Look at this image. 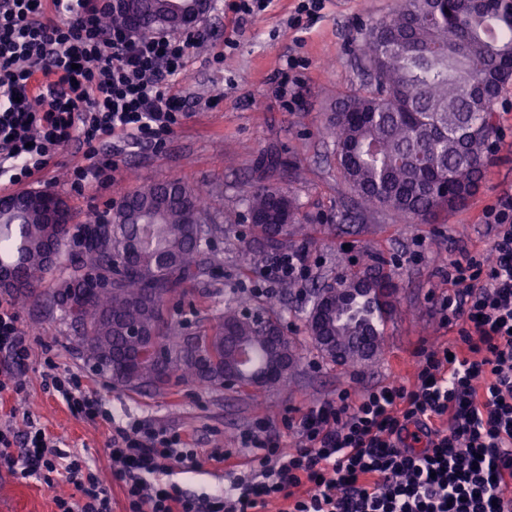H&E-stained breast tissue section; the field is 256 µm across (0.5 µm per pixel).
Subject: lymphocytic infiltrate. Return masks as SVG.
Returning a JSON list of instances; mask_svg holds the SVG:
<instances>
[{"label": "lymphocytic infiltrate", "instance_id": "obj_1", "mask_svg": "<svg viewBox=\"0 0 512 512\" xmlns=\"http://www.w3.org/2000/svg\"><path fill=\"white\" fill-rule=\"evenodd\" d=\"M103 0H0V185L23 186L68 148L74 192L111 187V140L159 151L189 113L179 92L193 35H131L102 26ZM491 255L448 262L441 311L453 336L419 348L412 384L395 382L314 405L286 422L284 445L266 422L243 430L233 459L217 448L223 490L196 495L172 482L200 467L185 434L135 420L113 427L108 454L123 512H512V194L486 213ZM13 294L0 291V396L20 394L32 357ZM43 386L80 419H107L79 373L48 363ZM0 421V463L32 476L63 458L31 416ZM67 478L80 501L55 512H112V498L80 458Z\"/></svg>", "mask_w": 512, "mask_h": 512}]
</instances>
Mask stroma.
Segmentation results:
<instances>
[{
  "mask_svg": "<svg viewBox=\"0 0 512 512\" xmlns=\"http://www.w3.org/2000/svg\"><path fill=\"white\" fill-rule=\"evenodd\" d=\"M295 5L296 0H273L262 20L242 27L228 8H212L181 86L189 118L163 151L140 148L119 155V179L112 188L71 191L67 170L75 157L70 151L59 156L33 187L64 197L80 224L92 223L137 184L171 178L200 187L217 210L229 213L239 210L262 160L279 156L286 165L279 180L298 195L309 230L297 246L309 254L310 281L359 270L371 255L388 260L396 291L383 344L354 368L324 360L308 338V306L298 293L282 300L288 310L285 332L294 341L298 357L287 388L267 390L257 398L201 385H181L166 395L131 392L93 371L76 343L68 340L60 310L49 300L69 280L68 269L57 266L42 286L45 300L18 302L34 353L24 371L26 392L14 404L49 434L62 438L68 452L86 461L113 498L114 512H122L123 497L108 457V422L80 420L45 391L41 375L46 361L84 375L113 420L140 418L158 427L182 429L203 454L215 448H237L240 432L256 420L278 427L284 415L335 398L345 388L358 394L380 383L409 384L420 345H440L451 335L437 308L448 292L442 270L457 247L490 249L492 233L484 212L499 196L512 194L511 87L497 104L496 159L462 207L437 224H413L384 212L360 224L337 223L335 203L348 198L349 190L336 173L333 146L324 136L326 116L337 95L357 77L355 45L362 25L392 15L398 0H326L320 17L299 30L290 25ZM228 38L235 40V48L225 47ZM218 51L223 52L224 62L215 65L211 57ZM291 55L302 58L305 67L295 95L284 96L275 75ZM65 466L61 459L55 470L33 476L0 468V512H54V496L79 499V492L66 479Z\"/></svg>",
  "mask_w": 512,
  "mask_h": 512,
  "instance_id": "stroma-1",
  "label": "stroma"
}]
</instances>
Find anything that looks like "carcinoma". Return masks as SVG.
I'll use <instances>...</instances> for the list:
<instances>
[{"instance_id":"carcinoma-1","label":"carcinoma","mask_w":512,"mask_h":512,"mask_svg":"<svg viewBox=\"0 0 512 512\" xmlns=\"http://www.w3.org/2000/svg\"><path fill=\"white\" fill-rule=\"evenodd\" d=\"M161 0H144L143 30L164 25ZM358 80L336 99L325 131L333 143L336 170L353 191L354 211L336 204L341 216L364 220L382 210L415 224H434L462 206L479 187L497 148L496 103L512 85V0H400L389 17L361 32ZM253 237L272 253L292 249L307 235L298 222L299 200L260 177L243 196ZM111 218L91 230L79 254L60 252L71 270L54 303L78 333L85 361L129 391L161 394L177 385L204 384L224 390V359L233 346L254 355L270 336L282 337L283 354H295L283 336V315L256 306L233 291L224 305L183 334L171 307L222 266L212 247L224 233L202 191L179 178L143 183L110 208ZM45 231L42 212L0 215V264L10 263L31 236ZM385 261L374 256L364 270L337 278L344 288H369L363 304L332 303L330 335L379 349L396 285ZM52 268L36 255L22 266L33 296ZM135 326L156 340L153 357L129 365L138 338L119 326Z\"/></svg>"}]
</instances>
